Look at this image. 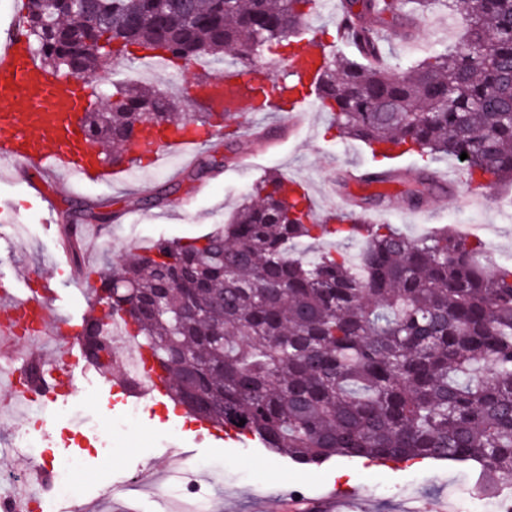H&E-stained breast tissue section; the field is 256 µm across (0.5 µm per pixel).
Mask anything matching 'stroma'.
<instances>
[{
	"instance_id": "obj_1",
	"label": "stroma",
	"mask_w": 512,
	"mask_h": 512,
	"mask_svg": "<svg viewBox=\"0 0 512 512\" xmlns=\"http://www.w3.org/2000/svg\"><path fill=\"white\" fill-rule=\"evenodd\" d=\"M463 32L462 16L434 7L416 22L410 35L384 40V62L393 71H401L430 50L458 44ZM133 71L138 83L174 97L186 84L206 81L213 73L207 62L173 69L114 59L89 81L107 90L112 74L126 76ZM224 123L236 134L232 145L201 144L190 158L172 155L156 167L129 168L120 182L83 184L63 172L43 173L41 187L53 194L56 215L80 204L95 212L122 213L109 224L85 221L92 236L81 245L78 265L64 251L59 232L48 231L27 179L11 162L0 159V289L16 290L23 297L39 294L43 281L55 283L57 296L48 304L49 325L54 328L81 319L93 305L87 284L76 277L78 270L99 274L128 248L144 250L161 238L199 236L223 226L266 173L309 180L312 206L320 214L351 213L344 196L373 192L369 186H337L338 173L374 166L375 160L362 142L340 137L331 115L317 105H310L297 128L289 127L286 113L256 112L247 103L227 113ZM212 151L225 156L223 170L200 181L190 180L189 172ZM398 163L411 177L429 170L445 183V192L412 206L403 195V184L394 183L382 189L374 208L364 211L367 221L394 225L411 237L440 227L456 232L469 224H494L499 228L494 242L496 259L512 260V187H499L497 206L477 210L453 157L439 155L427 161L406 154ZM163 181L178 186L165 203L150 210L133 208L136 198ZM125 406L122 395L112 393L95 374L81 377L76 393L48 404L13 405L6 388L0 386V492L15 489L6 480L8 474L27 473L60 456L75 455L82 460L75 479L83 487L86 512H156L157 489L171 496L178 493L175 477L185 462L176 454L180 448L199 465L198 493L208 500L211 512H260L265 498L290 499L299 492L305 499L316 500L327 486L336 484L360 493L357 512H420L428 502L440 512H489L493 498L512 492V474H483L470 463L384 464L335 457L320 465H304L248 439L228 440L218 447L202 437L199 420L173 413L166 399L144 402L137 419L125 429H112V420L122 416ZM48 412L56 421L44 432L36 428L35 421ZM20 427L31 448L14 447L12 436ZM131 481L139 482L138 492L111 494L112 486Z\"/></svg>"
}]
</instances>
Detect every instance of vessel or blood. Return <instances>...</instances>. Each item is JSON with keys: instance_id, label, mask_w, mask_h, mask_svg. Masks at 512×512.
<instances>
[{"instance_id": "b4317fda", "label": "vessel or blood", "mask_w": 512, "mask_h": 512, "mask_svg": "<svg viewBox=\"0 0 512 512\" xmlns=\"http://www.w3.org/2000/svg\"><path fill=\"white\" fill-rule=\"evenodd\" d=\"M320 55L306 48L290 60L289 67L304 78H311ZM90 93L85 80L75 79L42 68L31 53L22 17H15L10 34L0 43V159L22 165L27 172H41L54 167L66 170L90 183H108L120 175V168L109 165L93 150L82 127L81 115ZM200 96L211 111L220 112L240 103L244 87L234 75L217 74L205 85ZM24 113H17V105ZM148 142L163 141L170 152L183 153L196 144L192 137H162L160 131L149 130ZM22 312L29 324L31 339H39L48 331V306L45 296L18 299L0 295V341L13 345L12 327L15 312ZM75 342H59L34 391L16 390L19 399L37 394L43 400H56L70 382L73 367L89 372V365L80 364ZM107 384L125 395L164 398L166 383L151 362H143L141 372L132 376L121 362H114ZM346 503L338 490L329 491L317 501L300 503L279 500L273 512H338Z\"/></svg>"}]
</instances>
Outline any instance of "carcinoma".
<instances>
[{
    "instance_id": "carcinoma-1",
    "label": "carcinoma",
    "mask_w": 512,
    "mask_h": 512,
    "mask_svg": "<svg viewBox=\"0 0 512 512\" xmlns=\"http://www.w3.org/2000/svg\"><path fill=\"white\" fill-rule=\"evenodd\" d=\"M316 2L80 0L63 19L44 0L24 8L32 51L81 78L108 59L159 50L185 66L264 47L288 61ZM436 5L464 14L462 46L400 75L324 54L310 85L298 78L282 91L315 94L340 135L375 156L443 153L459 159L470 186L512 183V0H344V16L373 55L382 30L405 33ZM90 30L112 50H87ZM112 87L84 113L93 143L126 150L148 124L213 135L224 120H180L160 90ZM223 167L209 154L193 176ZM439 190L424 172L404 194L416 206ZM176 191L159 184L133 206H159ZM324 234L363 243L360 267L344 253L296 252ZM484 250L446 230L410 238L357 215L318 219L306 194L270 172L223 228L159 240L99 275L91 292L101 309L84 319L82 352L111 372L112 325H122L188 414L299 464L433 459L511 474L512 263H483ZM127 286L136 319L126 314Z\"/></svg>"
}]
</instances>
